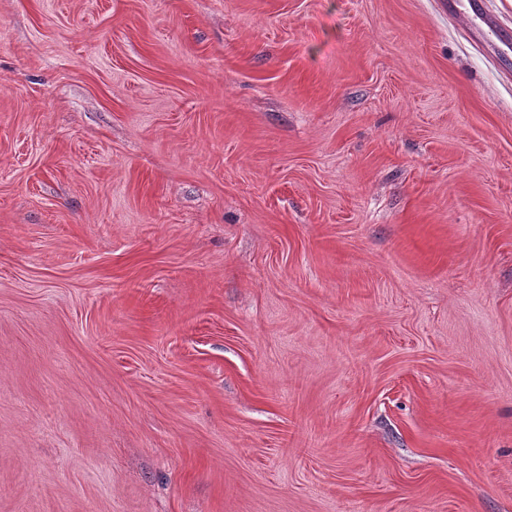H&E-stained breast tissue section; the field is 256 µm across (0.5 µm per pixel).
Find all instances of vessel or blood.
<instances>
[{
  "label": "vessel or blood",
  "instance_id": "obj_1",
  "mask_svg": "<svg viewBox=\"0 0 512 512\" xmlns=\"http://www.w3.org/2000/svg\"><path fill=\"white\" fill-rule=\"evenodd\" d=\"M439 6L448 16L464 23L471 37L492 53L512 50V31L501 28L485 7V0H440Z\"/></svg>",
  "mask_w": 512,
  "mask_h": 512
}]
</instances>
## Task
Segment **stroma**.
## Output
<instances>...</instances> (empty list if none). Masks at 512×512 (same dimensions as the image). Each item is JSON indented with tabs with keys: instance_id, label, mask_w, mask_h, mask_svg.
<instances>
[{
	"instance_id": "obj_1",
	"label": "stroma",
	"mask_w": 512,
	"mask_h": 512,
	"mask_svg": "<svg viewBox=\"0 0 512 512\" xmlns=\"http://www.w3.org/2000/svg\"><path fill=\"white\" fill-rule=\"evenodd\" d=\"M0 512H512V52L0 0Z\"/></svg>"
}]
</instances>
